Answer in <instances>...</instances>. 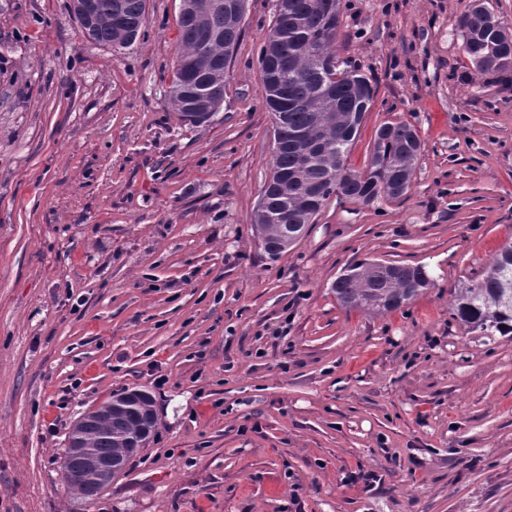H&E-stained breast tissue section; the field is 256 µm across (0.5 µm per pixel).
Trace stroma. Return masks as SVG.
I'll return each mask as SVG.
<instances>
[{
    "instance_id": "stroma-1",
    "label": "stroma",
    "mask_w": 512,
    "mask_h": 512,
    "mask_svg": "<svg viewBox=\"0 0 512 512\" xmlns=\"http://www.w3.org/2000/svg\"><path fill=\"white\" fill-rule=\"evenodd\" d=\"M470 0H343L339 67L422 140L408 192L333 197L270 257L252 224L273 165L247 0L212 120L168 96L180 0H147L121 52L71 0H0V512H512V336L457 320V288L512 245V71H477ZM364 260L431 286L384 315L332 284ZM137 388L148 444L87 502L60 462L73 421ZM369 480L352 482L354 471Z\"/></svg>"
}]
</instances>
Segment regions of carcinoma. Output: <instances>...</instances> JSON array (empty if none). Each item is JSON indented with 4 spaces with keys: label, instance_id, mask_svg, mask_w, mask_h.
<instances>
[{
    "label": "carcinoma",
    "instance_id": "obj_1",
    "mask_svg": "<svg viewBox=\"0 0 512 512\" xmlns=\"http://www.w3.org/2000/svg\"><path fill=\"white\" fill-rule=\"evenodd\" d=\"M276 11L259 64L263 100L278 112L276 89L268 81L267 64L282 65L286 78L282 98L288 103L275 123L273 167L264 190L266 209L254 216L256 234L275 248L282 246L286 228L277 220L288 211V223L311 224L327 199L336 195L369 206L380 198L398 199L411 186L422 146L417 130L402 121L377 128L367 166H345L351 144L374 90L359 69L337 71L328 79L326 62L336 61L334 45L340 24L341 0H283ZM94 24L84 28L93 42L121 51L132 46L146 18V0H97ZM246 0H182L176 66L168 90L174 110L198 125L197 113L220 111L224 79L242 34ZM466 53L480 72L512 71V34L504 26L491 33L486 14L471 0L459 18ZM430 287L419 265L367 261L352 265L336 278L333 290L348 309L384 314L398 310ZM457 319L472 331L489 336L512 335V246L503 247L483 277L457 289ZM103 417L85 424L84 439L100 456L134 453L144 428L157 420L144 404L127 410L101 406ZM81 460L65 453L61 472L68 490L93 500L100 490L79 478Z\"/></svg>",
    "mask_w": 512,
    "mask_h": 512
}]
</instances>
